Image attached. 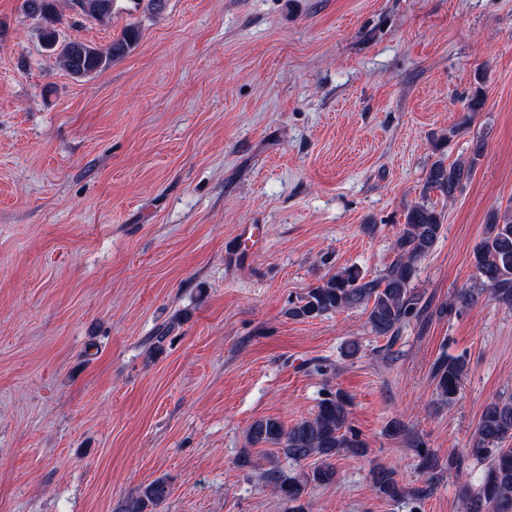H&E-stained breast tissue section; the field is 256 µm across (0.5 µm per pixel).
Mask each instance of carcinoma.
I'll return each mask as SVG.
<instances>
[{
    "label": "carcinoma",
    "mask_w": 512,
    "mask_h": 512,
    "mask_svg": "<svg viewBox=\"0 0 512 512\" xmlns=\"http://www.w3.org/2000/svg\"><path fill=\"white\" fill-rule=\"evenodd\" d=\"M57 0H25L28 8L41 24L45 49L70 75L84 77L103 71L112 62L135 48L139 38L136 26L130 24L120 36L106 45H92L82 41L59 39L57 24L60 16ZM79 14L102 19L117 10L118 0H69ZM484 107L480 90H475L465 103L467 114L457 126L441 135L435 143L440 152L444 144L465 129L471 118ZM484 152L483 143L477 141L466 157L448 164L441 157L427 169L420 191V200L407 208L404 223L394 242L395 257L379 278H367L358 267L338 269L321 279L288 309V315L302 321L318 318L329 312L361 307L367 314L371 331L390 340L413 320L421 319L428 306L413 281L418 263L435 248L442 233L444 215L430 202L438 194L452 200L468 181ZM472 265L476 283L449 296L448 301L435 309L439 317L451 316L462 309L473 308L487 299L512 309V207L495 210L488 218L484 237L474 246ZM468 370V361L462 356L443 355L433 364L431 379L437 394L451 403L458 395ZM350 401L338 391L323 398L314 416L298 421L287 428L276 418L255 421L247 430V448L243 449L239 463H249L248 448L260 444L281 446L290 460L301 462L315 457L318 463L311 472L302 476H289L276 467L264 475L279 497L288 504V512H307L302 502L310 483L330 485L338 480L333 459L342 454L363 456L367 443L348 424ZM392 439L404 440L412 445L417 456V468L426 475L423 485L403 487L395 470L378 465L370 471L373 492L383 498L421 501L433 494L445 475L457 481L466 478V457L487 462L477 493H465L466 512H512V396H498L484 408L476 426L471 448L466 456L450 455L445 462L423 447L408 427L399 419H392L384 427ZM169 495L167 479L158 478L127 497L116 512H148L163 503Z\"/></svg>",
    "instance_id": "carcinoma-1"
}]
</instances>
